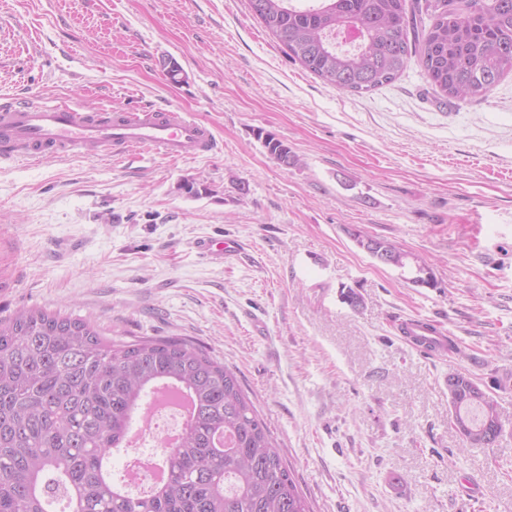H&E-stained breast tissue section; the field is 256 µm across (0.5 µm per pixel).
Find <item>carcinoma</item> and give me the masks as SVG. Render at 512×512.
Wrapping results in <instances>:
<instances>
[{"label": "carcinoma", "instance_id": "cac0c4a2", "mask_svg": "<svg viewBox=\"0 0 512 512\" xmlns=\"http://www.w3.org/2000/svg\"><path fill=\"white\" fill-rule=\"evenodd\" d=\"M289 59L338 90L369 92L418 58L432 88L484 98L512 74V0H249ZM360 30L359 47L336 34ZM278 163L288 145L258 132ZM168 384L194 402L193 419L164 460L160 483L132 495L107 475L151 394ZM449 410L489 447L495 400L459 373ZM224 433L225 445L214 443ZM309 512L292 471L235 373L183 340H109L91 322L40 309L0 321V512Z\"/></svg>", "mask_w": 512, "mask_h": 512}]
</instances>
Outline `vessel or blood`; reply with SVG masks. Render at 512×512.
I'll list each match as a JSON object with an SVG mask.
<instances>
[{
  "instance_id": "obj_1",
  "label": "vessel or blood",
  "mask_w": 512,
  "mask_h": 512,
  "mask_svg": "<svg viewBox=\"0 0 512 512\" xmlns=\"http://www.w3.org/2000/svg\"><path fill=\"white\" fill-rule=\"evenodd\" d=\"M101 145L116 152L148 147L179 158L210 153L217 142L210 128L170 109L85 112L69 105L47 107L32 98L0 101V158L38 160ZM402 334L421 349L440 337L424 319L404 321Z\"/></svg>"
}]
</instances>
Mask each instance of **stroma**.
<instances>
[{
    "label": "stroma",
    "mask_w": 512,
    "mask_h": 512,
    "mask_svg": "<svg viewBox=\"0 0 512 512\" xmlns=\"http://www.w3.org/2000/svg\"><path fill=\"white\" fill-rule=\"evenodd\" d=\"M32 95L175 109L217 149L0 159V319L37 308L114 340L202 347L237 375L313 512H512L511 74L451 101L412 60L351 94L288 59L249 0H0V98ZM260 129L296 163L272 159ZM187 179L208 193H182ZM359 234L424 260L433 285ZM414 316L462 356L412 348L398 323ZM451 372L497 401L492 447L451 425Z\"/></svg>",
    "instance_id": "obj_1"
}]
</instances>
